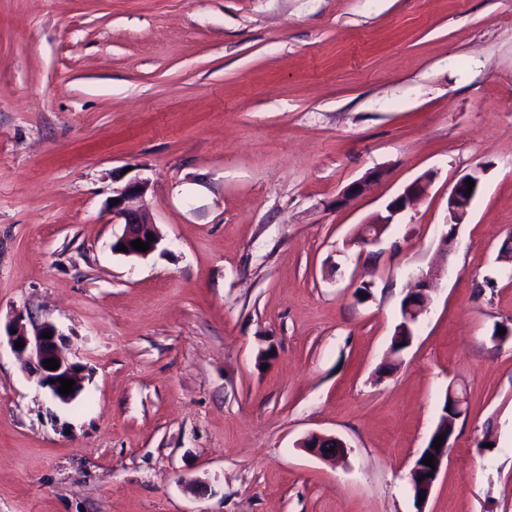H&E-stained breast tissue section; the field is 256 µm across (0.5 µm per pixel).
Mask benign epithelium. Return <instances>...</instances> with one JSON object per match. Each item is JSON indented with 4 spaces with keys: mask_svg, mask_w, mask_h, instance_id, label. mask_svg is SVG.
<instances>
[{
    "mask_svg": "<svg viewBox=\"0 0 512 512\" xmlns=\"http://www.w3.org/2000/svg\"><path fill=\"white\" fill-rule=\"evenodd\" d=\"M483 169L476 168L471 173L459 179L452 187L448 195V223H462L460 217L469 207L473 196L476 195L482 180ZM475 182L473 189H468L467 179ZM433 183V175L425 173L410 184L401 193L394 197L387 206L388 216L377 214L366 220L368 224H391L395 217L414 205L418 200L426 197ZM148 191V182L135 181L123 188L114 191L111 200L117 204L108 205L112 211V217L123 221L122 235L112 243V251H117L118 246H126L122 255L133 258H146L153 254L163 240L162 235L147 211L144 198ZM141 240L149 244L145 252H140L131 246L135 240ZM431 289L428 276L421 273L415 277L412 288L405 294L406 303L404 317L407 327L414 328L421 317L428 311L430 305L429 291ZM51 334V338L43 337V334ZM23 340L24 347H16V341ZM7 342L10 348L20 356L26 357L29 375L36 378L37 384L45 389L52 398L70 404L75 401L82 392L81 374L83 366L75 361V355L56 325L51 321H45L35 327L33 334H28L19 325L7 327ZM54 358L59 362L56 370L44 368V361ZM72 379L75 381L73 391L68 395L59 393L61 383L59 379ZM450 436H445L439 449L431 448L428 453L434 457L435 468L423 464V460L416 459L409 474V485L414 499H419V494L430 496L432 489L445 464L448 463V449ZM334 447V451H328V447ZM301 447L309 453L320 458H332L347 453V445L334 436H326L319 433L307 435L301 442Z\"/></svg>",
    "mask_w": 512,
    "mask_h": 512,
    "instance_id": "benign-epithelium-1",
    "label": "benign epithelium"
}]
</instances>
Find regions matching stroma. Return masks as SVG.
Here are the masks:
<instances>
[{
  "instance_id": "obj_1",
  "label": "stroma",
  "mask_w": 512,
  "mask_h": 512,
  "mask_svg": "<svg viewBox=\"0 0 512 512\" xmlns=\"http://www.w3.org/2000/svg\"><path fill=\"white\" fill-rule=\"evenodd\" d=\"M137 180L144 259L106 208ZM511 238L512 0H0V326L52 321L84 366L63 404L0 346V512H512ZM452 384L468 412L420 507ZM483 169L476 168L471 173L463 176L459 179L452 187L448 195V224H462L460 217L462 213L469 207L472 199L476 195L482 180ZM467 178H471L475 185L470 193V196H466L468 190ZM457 221V222H455ZM433 175L431 173H425L410 184H408L401 193L394 197L389 205L387 206L388 216L384 217L381 214L370 217L361 225V237L365 234H371L363 237L358 243L361 250L365 251L368 246H375L381 242L382 229L378 227V224H393L394 219L397 215L404 212L408 207L414 205L418 200L426 197L433 183ZM148 188L147 181L129 183L114 191L109 199L112 202L119 200V203L111 205L109 201L107 202V207L112 211V219L122 220L123 222L118 224H124L122 235L115 242H112V252L126 257L146 258L158 249L163 237L144 204ZM149 234L154 235L153 241H150ZM137 239L149 243L146 252L137 251L131 246V243ZM119 245L126 246V251H117ZM431 289L430 282L427 274H418L415 277L413 288H408L405 298H407L404 307V317L407 327L413 331L421 319V317L428 311L430 305L429 291ZM330 444V447L328 446ZM300 446L309 453L320 458H332L344 455L348 452L347 445L335 436H326L319 433H310L301 442ZM334 447L333 452L326 449ZM450 439L451 436H448L447 434V436L444 437L439 450L434 449L432 445L423 458L420 459L422 452L425 449L424 448L410 470L409 485L413 493V497L419 505H423L428 500L443 466L448 464V449L451 448L449 446ZM428 454H431L434 457L433 463L435 465V469H431L429 466L423 464V459H425ZM429 473H432V476H429ZM421 475H424V479H420ZM419 493H424L425 500L419 501Z\"/></svg>"
}]
</instances>
